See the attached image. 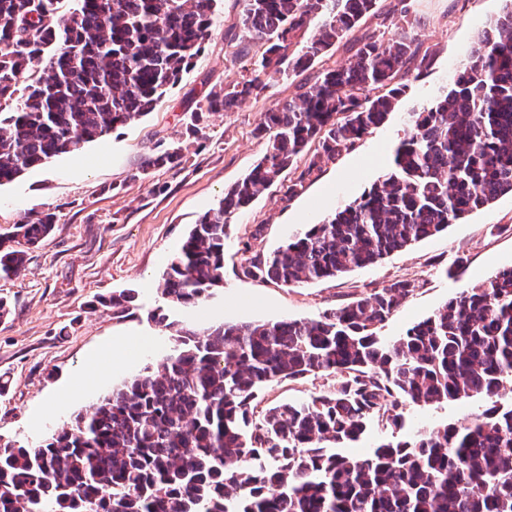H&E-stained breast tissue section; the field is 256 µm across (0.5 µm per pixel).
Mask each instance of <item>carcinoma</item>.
I'll list each match as a JSON object with an SVG mask.
<instances>
[{"mask_svg": "<svg viewBox=\"0 0 512 512\" xmlns=\"http://www.w3.org/2000/svg\"><path fill=\"white\" fill-rule=\"evenodd\" d=\"M216 0H0V185L150 111L211 36ZM243 37L263 47L252 76L192 113L229 112L265 80L305 70L377 10L378 0H241ZM303 39L288 55L293 41ZM453 87L416 112L393 167L360 198L239 275L285 287L375 265L512 194V2L480 35ZM415 37H370L263 114V157L195 224L161 294L196 304L224 284L227 221L303 154L294 196L325 161L382 125L405 92ZM44 63L40 74L28 68ZM176 146L143 172L185 161ZM51 211L0 236V277L53 230ZM413 291L394 281L311 320L171 331L149 367L30 446L0 440V512H512V265L385 340ZM323 374L329 387L254 417L265 385ZM483 397L459 424L345 451L376 421L397 431L409 405Z\"/></svg>", "mask_w": 512, "mask_h": 512, "instance_id": "obj_1", "label": "carcinoma"}]
</instances>
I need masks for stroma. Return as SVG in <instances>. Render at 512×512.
Returning <instances> with one entry per match:
<instances>
[{"label":"stroma","instance_id":"35a3bbf8","mask_svg":"<svg viewBox=\"0 0 512 512\" xmlns=\"http://www.w3.org/2000/svg\"><path fill=\"white\" fill-rule=\"evenodd\" d=\"M505 0H380L366 17L311 69L280 76L233 110L191 115L207 93L249 77L261 53L240 31L239 0H217L211 36L178 83L154 109L126 125L27 170L0 186V233L23 217L54 211L57 222L29 254L21 271L0 277V296L11 312L0 318V437L34 442L98 402L144 368H158L171 350L168 331L152 322L163 309L169 320L202 331L224 323L309 320L397 280L413 290L381 328L400 336L448 299L512 265V195L449 225L446 231L391 254L380 263L300 287L239 277L248 251L271 254L309 225L360 198L393 165L412 113L448 89L457 68L478 47V34L504 9ZM417 37L408 88L388 119L335 160L324 162L295 197L284 186L306 162L292 167L231 217L224 247V287L201 303L174 306L161 295L163 275L193 224L215 207L225 190L263 156L267 141L255 134L264 112L291 99L315 73L348 64L358 41L398 28ZM187 146L176 168L142 173L161 148ZM463 274H449L454 260ZM132 288L129 313L115 317L102 304ZM330 382L324 375L267 386L258 410L303 401ZM474 397L441 406L406 408L403 433L421 425L461 421L486 409Z\"/></svg>","mask_w":512,"mask_h":512}]
</instances>
